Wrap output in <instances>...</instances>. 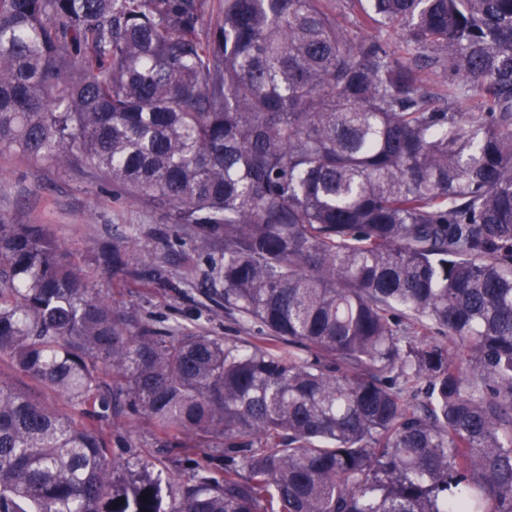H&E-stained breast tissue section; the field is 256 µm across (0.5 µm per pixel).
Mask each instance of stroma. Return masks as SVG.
<instances>
[{"instance_id":"stroma-1","label":"stroma","mask_w":512,"mask_h":512,"mask_svg":"<svg viewBox=\"0 0 512 512\" xmlns=\"http://www.w3.org/2000/svg\"><path fill=\"white\" fill-rule=\"evenodd\" d=\"M0 220L9 224H39L63 243L92 288L112 304L142 319L189 322L201 309L198 293L182 297L148 280H131L96 267L97 244L116 236L151 239L158 251L174 254L165 218L146 204L115 195L100 173L89 166L62 169L12 152L0 156ZM106 428L127 442L123 461L145 469L151 477L170 480L174 488L192 483L199 469L221 470L219 451L182 438L177 448H157L153 427L143 418L122 414Z\"/></svg>"}]
</instances>
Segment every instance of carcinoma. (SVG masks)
<instances>
[{
  "instance_id": "obj_1",
  "label": "carcinoma",
  "mask_w": 512,
  "mask_h": 512,
  "mask_svg": "<svg viewBox=\"0 0 512 512\" xmlns=\"http://www.w3.org/2000/svg\"><path fill=\"white\" fill-rule=\"evenodd\" d=\"M11 151L161 212L256 336L122 313L0 221V356L84 417L0 383V512H512V0H0ZM117 410L222 471L165 501Z\"/></svg>"
}]
</instances>
